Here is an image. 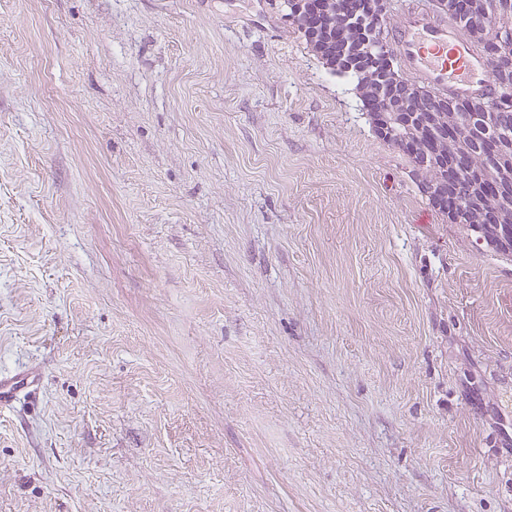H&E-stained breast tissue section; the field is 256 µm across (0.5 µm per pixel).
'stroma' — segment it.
<instances>
[{
  "instance_id": "obj_1",
  "label": "stroma",
  "mask_w": 512,
  "mask_h": 512,
  "mask_svg": "<svg viewBox=\"0 0 512 512\" xmlns=\"http://www.w3.org/2000/svg\"><path fill=\"white\" fill-rule=\"evenodd\" d=\"M0 512H512V255L280 0H0Z\"/></svg>"
}]
</instances>
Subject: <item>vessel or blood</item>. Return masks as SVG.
I'll return each instance as SVG.
<instances>
[{"instance_id":"b4317fda","label":"vessel or blood","mask_w":512,"mask_h":512,"mask_svg":"<svg viewBox=\"0 0 512 512\" xmlns=\"http://www.w3.org/2000/svg\"><path fill=\"white\" fill-rule=\"evenodd\" d=\"M389 34L404 74L438 95L472 100L486 96L492 87L486 56L461 35L455 19L430 8L425 0H410Z\"/></svg>"}]
</instances>
